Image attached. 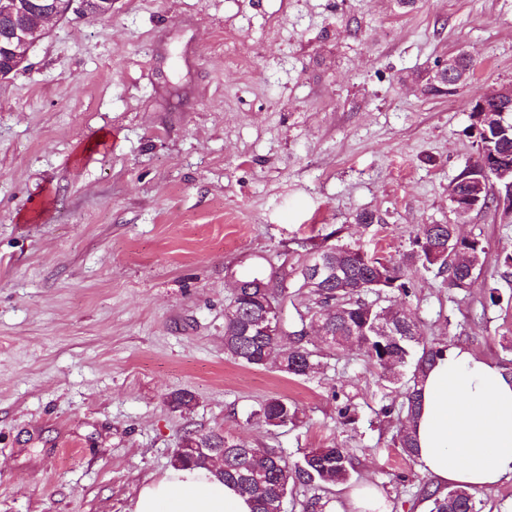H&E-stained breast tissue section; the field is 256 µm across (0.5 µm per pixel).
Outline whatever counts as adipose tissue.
Masks as SVG:
<instances>
[{
	"mask_svg": "<svg viewBox=\"0 0 512 512\" xmlns=\"http://www.w3.org/2000/svg\"><path fill=\"white\" fill-rule=\"evenodd\" d=\"M411 424L417 459L440 488L488 490L512 478V374L453 347L419 384ZM132 512H253L218 469H172L140 490Z\"/></svg>",
	"mask_w": 512,
	"mask_h": 512,
	"instance_id": "obj_1",
	"label": "adipose tissue"
}]
</instances>
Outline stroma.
Masks as SVG:
<instances>
[{"instance_id": "obj_1", "label": "stroma", "mask_w": 512, "mask_h": 512, "mask_svg": "<svg viewBox=\"0 0 512 512\" xmlns=\"http://www.w3.org/2000/svg\"><path fill=\"white\" fill-rule=\"evenodd\" d=\"M463 46L467 84L423 96ZM510 83L512 0H114L49 23L0 83V512H131L190 429L291 460L346 448L350 479L295 488L284 512H353L364 485L387 512H425L430 478L393 444L401 390L356 348L306 378L239 364L224 311L260 271L286 282L292 332L327 235L397 261L419 225L454 223L472 106ZM463 230L488 252L469 292L420 269L380 303L512 371V217L475 211ZM272 396L301 423L250 420Z\"/></svg>"}]
</instances>
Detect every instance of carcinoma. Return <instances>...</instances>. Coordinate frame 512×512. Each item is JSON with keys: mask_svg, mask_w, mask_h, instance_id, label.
Instances as JSON below:
<instances>
[{"mask_svg": "<svg viewBox=\"0 0 512 512\" xmlns=\"http://www.w3.org/2000/svg\"><path fill=\"white\" fill-rule=\"evenodd\" d=\"M464 83L457 77H432L422 93L428 97L453 95ZM489 112L499 115L496 126L485 128L479 115L473 114L477 126V156L450 185L449 197L462 202L474 196L476 209L497 207L489 189L494 162L512 166V106L504 108L495 97H484ZM412 248L399 262L370 255L357 245L336 242L316 251L327 257L336 280L330 284L308 280V266L300 270V287L316 297L318 311L310 321L319 322L329 335L326 349L363 350L381 371V378L403 390L404 399L398 412L401 423L394 444L410 457H416L409 424L420 408L418 384L435 360L448 349L446 344L428 346L420 339L416 324L404 313L390 306L380 307L368 300L371 294L397 290L409 292L407 270L421 267L434 270L448 287L466 292L473 286L485 264L487 250L476 237H461L455 224H424L411 241ZM259 289L239 293L235 304L224 312V353L231 359L252 367L276 365L293 377H308L319 364V352L308 347L307 332L301 328L291 333L289 344L282 343L281 331L265 336L246 334L247 324L259 306L253 297ZM300 408L282 397H270L259 403L250 418L270 428H283L300 421ZM184 438L200 442L206 448L224 451V481L236 486L253 501L254 512H275L280 495L296 486H321L345 483L351 476L353 462L347 451L334 448H311L290 462L277 448H256L242 440L215 432L190 430ZM422 500L429 512H479L475 493L460 487L443 490L425 485Z\"/></svg>", "mask_w": 512, "mask_h": 512, "instance_id": "1", "label": "carcinoma"}]
</instances>
